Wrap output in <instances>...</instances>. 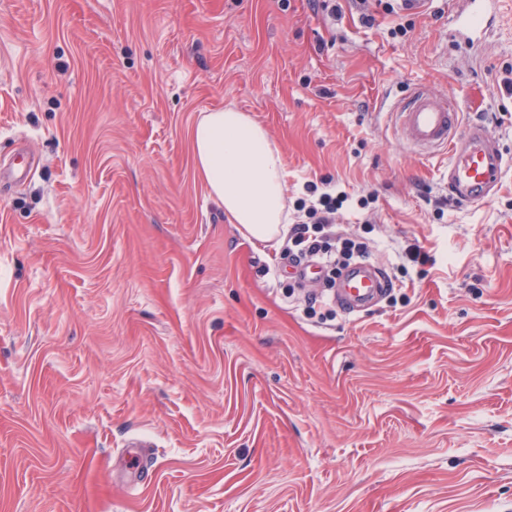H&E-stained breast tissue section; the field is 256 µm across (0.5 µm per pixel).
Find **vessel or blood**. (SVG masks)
Here are the masks:
<instances>
[{"mask_svg":"<svg viewBox=\"0 0 512 512\" xmlns=\"http://www.w3.org/2000/svg\"><path fill=\"white\" fill-rule=\"evenodd\" d=\"M454 18L458 31L474 35L481 29L487 0H462ZM402 137L424 154H448V193L462 204H477L490 198L503 170L512 164L490 127L482 121L462 122L455 99L415 88L396 111ZM387 285L383 273L370 264L358 263L344 274L336 290L337 305L349 315L379 299Z\"/></svg>","mask_w":512,"mask_h":512,"instance_id":"b4317fda","label":"vessel or blood"}]
</instances>
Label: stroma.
Returning <instances> with one entry per match:
<instances>
[{
  "instance_id": "stroma-1",
  "label": "stroma",
  "mask_w": 512,
  "mask_h": 512,
  "mask_svg": "<svg viewBox=\"0 0 512 512\" xmlns=\"http://www.w3.org/2000/svg\"><path fill=\"white\" fill-rule=\"evenodd\" d=\"M336 3L0 0V512H512V167L457 206L393 117L423 86L512 152V0L473 39L459 0ZM225 105L289 223L345 194L375 305L308 315L284 239L207 198L189 130Z\"/></svg>"
}]
</instances>
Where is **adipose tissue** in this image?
<instances>
[{"label":"adipose tissue","mask_w":512,"mask_h":512,"mask_svg":"<svg viewBox=\"0 0 512 512\" xmlns=\"http://www.w3.org/2000/svg\"><path fill=\"white\" fill-rule=\"evenodd\" d=\"M195 171L207 196L241 234L262 243L288 221L282 153L268 131L232 107L204 113L190 131Z\"/></svg>","instance_id":"ef3b65f1"}]
</instances>
